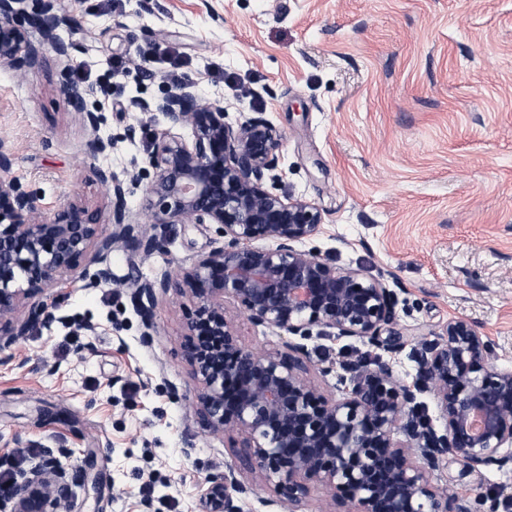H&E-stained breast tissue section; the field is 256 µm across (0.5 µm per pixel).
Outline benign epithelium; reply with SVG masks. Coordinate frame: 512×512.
<instances>
[{"label": "benign epithelium", "instance_id": "7a95c632", "mask_svg": "<svg viewBox=\"0 0 512 512\" xmlns=\"http://www.w3.org/2000/svg\"><path fill=\"white\" fill-rule=\"evenodd\" d=\"M71 25L58 0H0V65L25 72L43 50L67 58L75 47L57 30ZM41 34L32 43L30 30ZM62 94L80 111L89 137V178L112 197V230L94 212L68 200L47 214L40 196L11 177V154L0 138V351L62 320L64 274L95 263L121 244L133 254L164 249V240L129 219L126 183L145 186L143 222L218 224L221 246L197 256L184 270L137 285L132 299L146 329L153 327L156 290L192 300L184 356L196 383L197 423L231 432L240 448L234 464L210 478L211 512H240L248 497L244 471L272 484L268 506L302 512L314 485L330 490L343 512H499V497L459 495L434 482L452 460L461 474L512 471V368L496 363L494 344L468 319L413 345L418 378L404 384L391 356L406 347L397 328V295L383 278L339 269L299 245L322 222L319 209L274 192L283 142L263 117L233 127L224 103L203 101L186 79L140 112L163 114L168 131L155 137L147 166L119 179L100 158L121 142L135 141L142 123L103 137V117L87 108L98 89L66 80ZM188 127L186 143L171 130ZM275 242L271 248L258 241ZM237 303L246 320L282 333V346H245L224 318V301ZM28 309L27 316L18 311ZM318 332H313V329ZM358 339L378 354L332 362L328 395L307 378L313 336ZM432 396L442 427L433 424L419 396ZM64 448H44L38 463L20 471L0 512H60L81 471L64 466Z\"/></svg>", "mask_w": 512, "mask_h": 512}]
</instances>
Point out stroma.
<instances>
[{"mask_svg": "<svg viewBox=\"0 0 512 512\" xmlns=\"http://www.w3.org/2000/svg\"><path fill=\"white\" fill-rule=\"evenodd\" d=\"M75 28L60 36L71 58L44 52L19 73L0 66V137L11 176L40 194L46 212L81 200L103 227L111 197L88 178V133L60 87L87 73L108 86L92 103L102 135L141 118L142 134L104 163L119 178L146 164L169 71L201 98L223 101L237 124L262 113L283 137L280 192L322 214L304 244L336 267L394 274L402 334L426 336L466 318L512 368V0H59ZM150 60L153 78L142 76ZM216 225L178 226L164 250L114 247L111 284L81 272L62 284L63 319L0 352V473L33 467L41 449L92 457L85 485L63 512H209L210 476L233 463L235 437L196 430L183 357L187 299L157 293L154 330L131 301L132 274L155 281L222 245ZM224 316L256 350L281 346L277 330ZM308 373L322 389L323 359L367 353L356 340L310 341ZM195 429L192 451L182 434ZM460 494L512 487V472L438 474Z\"/></svg>", "mask_w": 512, "mask_h": 512, "instance_id": "35a3bbf8", "label": "stroma"}]
</instances>
